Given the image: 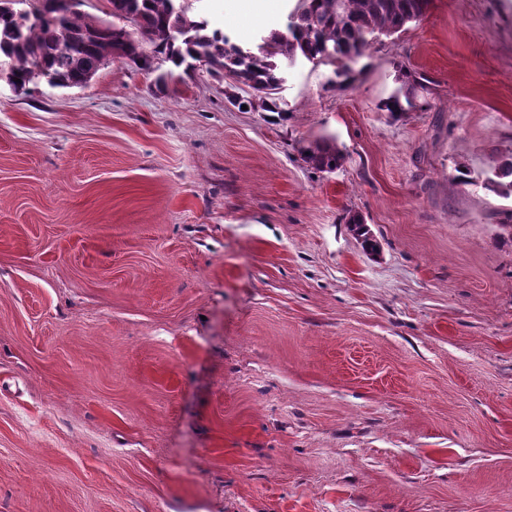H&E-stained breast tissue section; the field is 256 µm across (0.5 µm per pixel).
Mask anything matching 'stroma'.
Here are the masks:
<instances>
[{"mask_svg":"<svg viewBox=\"0 0 512 512\" xmlns=\"http://www.w3.org/2000/svg\"><path fill=\"white\" fill-rule=\"evenodd\" d=\"M355 70L291 68L283 121L200 69L0 80V512H512V198L456 178L512 153V0H432ZM403 77H405L404 83L411 86L410 90H406L403 94L401 90H397L390 95L385 101L382 102L380 110L390 112L393 116L402 114L403 112H411L416 109H423L424 105L417 104L415 89L420 88L421 90L426 89L425 78L410 70L404 69ZM300 153L303 161L319 172H335L344 163V155L336 147L335 141L327 137L307 142L301 146ZM350 231L360 240L362 247L367 252H374L377 249V242L371 233L370 228L365 224L364 219L360 215L353 214L348 218Z\"/></svg>","mask_w":512,"mask_h":512,"instance_id":"stroma-1","label":"stroma"}]
</instances>
